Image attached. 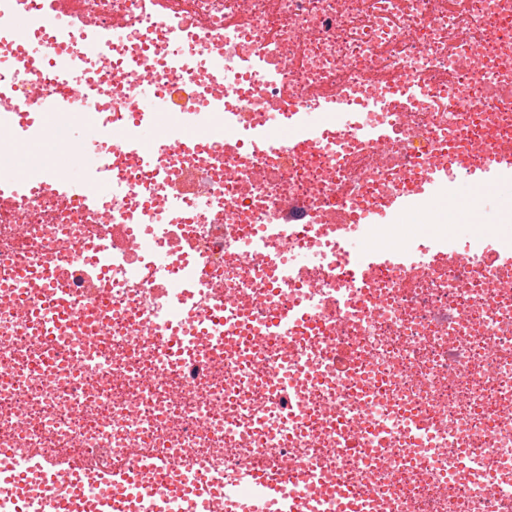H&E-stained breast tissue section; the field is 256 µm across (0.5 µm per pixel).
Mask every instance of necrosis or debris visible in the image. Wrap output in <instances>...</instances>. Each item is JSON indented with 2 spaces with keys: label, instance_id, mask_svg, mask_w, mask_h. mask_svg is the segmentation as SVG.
I'll return each mask as SVG.
<instances>
[{
  "label": "necrosis or debris",
  "instance_id": "4bbe7bcc",
  "mask_svg": "<svg viewBox=\"0 0 512 512\" xmlns=\"http://www.w3.org/2000/svg\"><path fill=\"white\" fill-rule=\"evenodd\" d=\"M32 39L36 58L13 51ZM76 52L123 139L94 203L50 167L0 197V448L103 475L187 461L248 497L257 471L310 512L348 495L358 512H512V266L477 239L449 251L440 224L427 263L362 281L339 235L396 193L426 218L413 176L512 152V0H0V115L67 96ZM146 66L154 109L133 94ZM329 96L358 120L303 149L220 123ZM383 125L381 149L362 130ZM301 253L315 263L289 279ZM290 303L311 338L269 330ZM313 470L335 495L315 497Z\"/></svg>",
  "mask_w": 512,
  "mask_h": 512
}]
</instances>
